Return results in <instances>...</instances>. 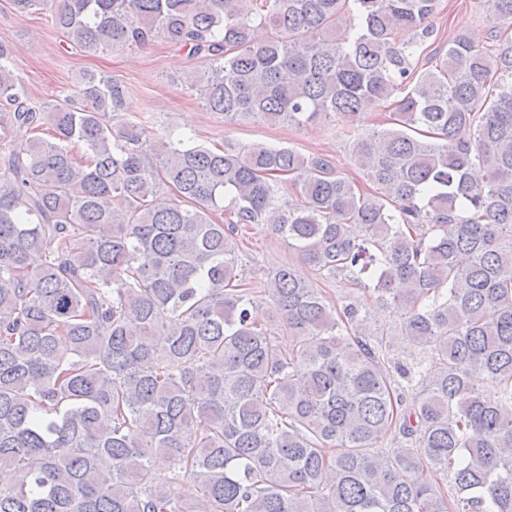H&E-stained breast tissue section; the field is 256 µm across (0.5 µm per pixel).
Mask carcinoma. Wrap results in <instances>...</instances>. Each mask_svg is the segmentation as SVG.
<instances>
[{
    "instance_id": "cac0c4a2",
    "label": "carcinoma",
    "mask_w": 512,
    "mask_h": 512,
    "mask_svg": "<svg viewBox=\"0 0 512 512\" xmlns=\"http://www.w3.org/2000/svg\"><path fill=\"white\" fill-rule=\"evenodd\" d=\"M10 2L83 50L202 60L226 123L341 126L374 188L292 147L158 143L91 71L38 106L0 43V512H512V0L436 65L439 0ZM241 224L398 334L290 263L249 286ZM316 287L320 288L323 295L330 304L336 305L339 309L349 301V297L358 296L364 307L368 308L373 321V326L382 327L387 330H396L399 327L397 316L389 310L377 305L369 293H362L357 288L347 282L344 277L337 279H318L315 281ZM427 356L425 350L407 342H401L395 346L394 357L408 367L425 365Z\"/></svg>"
}]
</instances>
